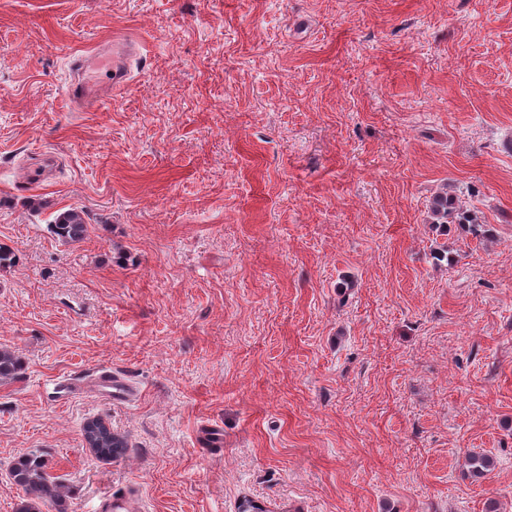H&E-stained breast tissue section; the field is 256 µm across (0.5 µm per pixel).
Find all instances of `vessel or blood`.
I'll list each match as a JSON object with an SVG mask.
<instances>
[{"mask_svg": "<svg viewBox=\"0 0 512 512\" xmlns=\"http://www.w3.org/2000/svg\"><path fill=\"white\" fill-rule=\"evenodd\" d=\"M131 57L127 42L114 45L107 52H94L78 55L73 59V65L81 72L101 70L107 76V81L100 90H92L87 80H79L69 86V96L73 101L85 104L97 103L99 97L123 90L127 84L128 62ZM60 400H68L86 392H94L103 398L115 402H127L136 394V388L130 383L126 375L116 371H101L88 377L67 378L56 384ZM139 499L137 494L123 497L104 495L100 497L94 507V512H139Z\"/></svg>", "mask_w": 512, "mask_h": 512, "instance_id": "obj_1", "label": "vessel or blood"}]
</instances>
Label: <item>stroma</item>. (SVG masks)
Returning <instances> with one entry per match:
<instances>
[{"label":"stroma","mask_w":512,"mask_h":512,"mask_svg":"<svg viewBox=\"0 0 512 512\" xmlns=\"http://www.w3.org/2000/svg\"><path fill=\"white\" fill-rule=\"evenodd\" d=\"M0 244V512L31 452L67 512H512V0H0ZM106 369L138 397L53 400ZM109 59L108 64H103V58ZM132 57L130 48L124 40L113 46V49L102 52H94L73 57L72 66L82 72L81 80L69 84V96L74 102L95 104L102 96L123 90L127 85L128 62ZM91 70H103L108 75L107 83H102L99 92L93 91L86 80V75ZM429 211L434 219V224H448V219H451V222L457 224H467L470 233L476 237H481L485 232L483 230L484 224L479 223L477 217L472 213L458 208L454 198L448 196L447 193L433 197L429 204ZM88 226L81 212L68 209L57 213L50 224L51 232L58 240L66 244L83 241L88 233ZM89 443L91 448L102 457H112L123 451L125 442L121 437H114L112 431L106 430L101 425H97L95 429L91 430ZM116 444H120V447H116ZM139 499L136 493L123 497H112V493L100 497L94 507V512H138Z\"/></svg>","instance_id":"35a3bbf8"}]
</instances>
